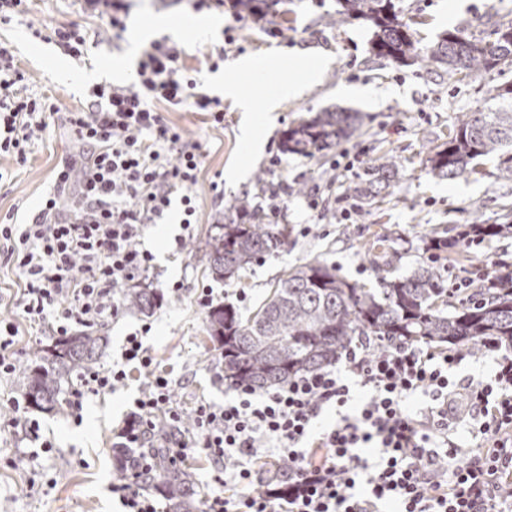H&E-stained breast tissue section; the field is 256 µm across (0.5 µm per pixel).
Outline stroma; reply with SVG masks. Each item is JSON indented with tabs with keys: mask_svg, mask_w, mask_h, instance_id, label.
Returning a JSON list of instances; mask_svg holds the SVG:
<instances>
[{
	"mask_svg": "<svg viewBox=\"0 0 512 512\" xmlns=\"http://www.w3.org/2000/svg\"><path fill=\"white\" fill-rule=\"evenodd\" d=\"M127 2L131 20L159 21L161 37L182 45L184 66L201 79L209 96L221 99L224 122L212 123L188 106L166 110V117L187 140L199 145L202 154L193 188L197 222L191 231H184L182 212L175 206L158 223L148 225L142 242L154 256V268L133 285L155 289L162 300L151 313L132 311L99 328L105 343L98 367L120 361L126 336L146 324L150 330L144 342L157 370L169 374L175 402L187 411L202 399L223 404L234 391L215 376L221 354L206 336L205 311L193 300L199 284L210 285L222 303L235 305L247 317L275 281L303 260H325L350 282L372 288L376 279L364 248L375 234H386L400 255L393 276L406 277L426 258L429 237L454 236L459 225L476 216L490 224L512 220V181L499 179L497 157L483 158L479 174L455 180L434 177L424 163L429 148L447 141L457 116L483 110L495 86L512 83V66L451 77L429 62L400 66L377 58L370 51L367 25L356 20L330 24L336 0H278L273 16L265 21L235 15L229 8L199 10L195 0ZM395 2L405 17L418 19L414 36L424 44L445 30L458 28L479 37L495 24L512 21V0H464L462 11L453 17L448 14L449 0ZM57 25L80 28L91 44L88 56L67 58L59 45L31 34L32 29L45 33ZM0 40L14 46L26 73L28 93L51 98L59 108L47 129L29 143L24 165L7 156L0 158V225L20 224L37 212L42 197L53 188L57 165L73 148L64 113L89 106L92 87L107 80L100 72L105 60L121 61L128 70H135L149 42L132 27L121 39H113L105 19L82 9L78 0H30L21 20L0 24ZM309 48L317 49L326 62L320 79L302 96L281 98L273 125L261 134L262 150L247 147L241 131L251 115L236 100L225 97V79L237 81L243 94L263 99L268 88L299 79L301 72L290 61ZM50 55L66 59L70 80L58 79L46 61ZM219 56L224 59L220 65L215 62ZM245 57L276 58L280 64L270 68L265 83L258 85L236 67ZM354 85L375 90L377 104L344 97V89ZM323 110L358 113L363 126L313 157L283 152V132ZM344 148L358 154L353 170L332 169ZM386 153L402 165V180L383 190L382 201L374 205L350 195L348 185ZM261 177L278 190L282 213L293 229L288 243L252 264L237 285L211 279L201 261L207 231L210 225L223 223L239 197L247 195L258 205H268V194L258 190ZM313 196L318 197L321 212L309 208ZM305 224L314 227L306 236L300 233ZM181 235L186 243L180 247L176 239ZM457 253L458 260L447 263L449 282L463 279L478 284L512 270V235L463 243ZM174 282L185 287L181 297L168 293ZM22 285L18 269L0 257V319L13 322L21 331L17 372L0 381V392L5 394H26L28 366L56 341L47 326L23 321L12 302ZM240 289L248 296L246 302L236 298ZM145 381L143 373L131 371L125 387L87 398L76 417L64 403L50 411L32 409L55 450L30 468L0 467V512H119L109 491L112 480L119 477L116 435Z\"/></svg>",
	"mask_w": 512,
	"mask_h": 512,
	"instance_id": "stroma-1",
	"label": "stroma"
}]
</instances>
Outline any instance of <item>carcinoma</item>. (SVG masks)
I'll return each instance as SVG.
<instances>
[{
	"instance_id": "1",
	"label": "carcinoma",
	"mask_w": 512,
	"mask_h": 512,
	"mask_svg": "<svg viewBox=\"0 0 512 512\" xmlns=\"http://www.w3.org/2000/svg\"><path fill=\"white\" fill-rule=\"evenodd\" d=\"M331 22H365L372 31L370 50L378 58L410 66L427 60L448 74L469 75L475 69L493 70L512 65V21L498 24L486 37H468L460 30L444 31L423 45L414 37L413 19H404L394 0H337ZM494 104L482 112L458 119L448 141L432 147L425 159L428 172L455 180L476 173L478 161L498 158V173L512 180V84L495 88ZM361 128L351 112H318L289 127L282 135L283 151L313 156ZM403 177V167L383 156L357 176L349 190L368 203ZM236 217L211 225L205 242L204 271L214 279L233 282L265 255L288 243V224H270L267 215L241 199L233 206ZM505 224L477 219L462 225L452 237H432L425 250L438 257L465 240H485L508 233ZM378 236L371 261L378 287L363 288L338 274L336 266L312 259L293 267L274 288L253 317L242 320L230 304L212 307L206 332L224 358V380L233 385L271 388L289 378L317 370L336 360L355 336L399 337L434 346H462L475 350L487 338L512 345V271L494 277L492 288H471L457 300L448 292L446 268L422 260L413 273L393 279L389 273L398 252L383 247ZM127 306L148 313L158 304L149 288H133ZM100 337L77 332L44 351L27 374L30 404L48 410L59 404L64 383L79 370L91 368L99 355ZM160 487L167 512H199L200 492L187 472L159 466L150 482Z\"/></svg>"
}]
</instances>
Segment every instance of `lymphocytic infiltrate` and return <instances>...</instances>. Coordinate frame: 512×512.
I'll use <instances>...</instances> for the list:
<instances>
[{"instance_id":"f902f5d3","label":"lymphocytic infiltrate","mask_w":512,"mask_h":512,"mask_svg":"<svg viewBox=\"0 0 512 512\" xmlns=\"http://www.w3.org/2000/svg\"><path fill=\"white\" fill-rule=\"evenodd\" d=\"M181 55L177 44L153 42L132 85L96 86L90 108L66 116L75 146L56 169L53 192L31 222L0 225V251L24 280L16 306L29 322L54 319L56 334L68 336L119 318L123 288L152 267L140 247L147 225L175 201L184 226L193 224L199 147L156 104L190 106L219 124L224 110L186 74ZM24 80L0 42V156L20 165L57 111L25 94ZM65 197L71 209L62 208ZM481 354L494 361L490 375L457 379L458 351L359 336L335 363L273 389L237 385L224 405L201 400L187 413L131 333L120 363L78 374L71 406L81 410L88 395L124 386L128 369L147 378L119 432L121 447L133 451L129 475L111 485L123 512H161L146 485L157 456L175 468L196 449L214 471L204 512H381L387 503L395 512H512V354L493 340ZM358 388L369 399L359 414H346ZM419 394L426 405L410 407ZM329 409L339 419L317 429ZM0 423L38 442L31 458L52 452L26 400L0 398ZM186 423L189 441L181 436Z\"/></svg>"}]
</instances>
